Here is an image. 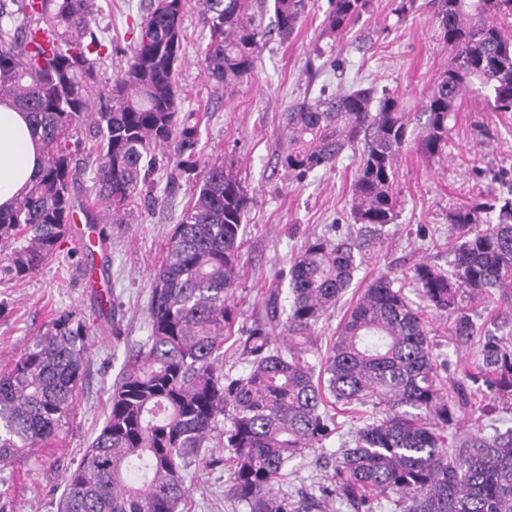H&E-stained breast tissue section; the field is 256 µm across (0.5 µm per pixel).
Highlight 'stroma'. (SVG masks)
Listing matches in <instances>:
<instances>
[{"instance_id":"obj_1","label":"stroma","mask_w":512,"mask_h":512,"mask_svg":"<svg viewBox=\"0 0 512 512\" xmlns=\"http://www.w3.org/2000/svg\"><path fill=\"white\" fill-rule=\"evenodd\" d=\"M92 28L111 40L112 62L102 69L111 80L117 63L129 53V26L142 16L145 0H94ZM328 0H311L310 11L288 40L271 38L253 79L234 90H215L199 67L208 41L201 7L183 21L186 52L179 67L181 107L202 117L199 147L204 158L230 160L245 179L252 198L241 248V280L234 292L240 320L252 323L265 314L272 288L286 286L292 258L314 235L335 236L349 230L351 174L359 158L344 152L334 170L317 171L305 182H289L277 163L288 144L282 114L321 88L375 85L401 95L416 108L436 72L448 64V51L430 23V0H416L404 20L393 14V0H373V10L336 41L338 67L317 56L321 22ZM482 121L494 136L475 149L472 124ZM149 204L139 206L125 224L85 225L84 236L66 234L59 255L21 280H0V369L31 346L54 318L76 314L89 328V358L83 368L74 412L56 436L0 465V512H56L61 477L73 469L105 422L107 398L131 347L149 334L146 306L150 283L170 232L188 200L187 187L169 191L163 173H155ZM401 213L389 225L380 261L360 269L355 278L368 285L381 273L408 271L419 262L447 267L448 213L477 196H493L512 187V112H491L464 99L448 155L430 161L405 152L398 161ZM107 240L108 278L92 284L85 272L84 243L97 234ZM112 293V323L98 317L97 290ZM436 352L456 379L460 364L476 359L477 347L457 348L447 318L429 317ZM190 512H232L224 503L227 470L224 451L189 459Z\"/></svg>"}]
</instances>
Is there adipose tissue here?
I'll use <instances>...</instances> for the list:
<instances>
[{"label": "adipose tissue", "mask_w": 512, "mask_h": 512, "mask_svg": "<svg viewBox=\"0 0 512 512\" xmlns=\"http://www.w3.org/2000/svg\"><path fill=\"white\" fill-rule=\"evenodd\" d=\"M41 143L26 113L10 101H0V208L8 209L40 174Z\"/></svg>", "instance_id": "obj_1"}]
</instances>
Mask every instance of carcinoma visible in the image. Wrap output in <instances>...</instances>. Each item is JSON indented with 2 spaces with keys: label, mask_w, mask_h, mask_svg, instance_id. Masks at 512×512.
Segmentation results:
<instances>
[{
  "label": "carcinoma",
  "mask_w": 512,
  "mask_h": 512,
  "mask_svg": "<svg viewBox=\"0 0 512 512\" xmlns=\"http://www.w3.org/2000/svg\"><path fill=\"white\" fill-rule=\"evenodd\" d=\"M268 5L272 26L256 21ZM371 0H330L322 37L334 42ZM191 0H150L132 29L130 56L110 82L111 55L91 29V0H0V99L28 113L43 145L41 175L0 210V279L20 280L57 257L74 214L117 224L153 191L193 183L151 283L150 335L112 385L108 414L79 465L62 477L57 512H177L187 504V460L222 448L224 498L245 512H512V426L485 433L482 418L512 402V336L486 334L480 359L448 382L434 352L427 310L448 317V335L466 346L477 326L464 299L496 297L512 310V188L449 212L455 242L444 270L425 262L364 290L321 351L317 324L378 257L399 217L397 162L414 148L448 153L451 121L469 95L492 112H512V0H432L431 21L448 47L417 111L377 88L321 93L283 113L288 146L278 161L291 182L331 169L361 149L351 179L356 229L307 240L288 270V306L270 291L267 315L239 323L243 224L252 198L233 166L202 158L200 119L180 110L178 67ZM209 28L201 56L216 88L255 75L271 32L290 37L309 0H200ZM58 51H31L40 33ZM415 288L423 304L409 301ZM286 337L281 344L275 330ZM86 324L54 319L32 347L0 373V464L53 438L73 410L86 358ZM246 361L224 373V345ZM370 415L342 440L317 493L274 485L306 450L341 437L336 410ZM473 430L460 433V418Z\"/></svg>",
  "instance_id": "1"
}]
</instances>
